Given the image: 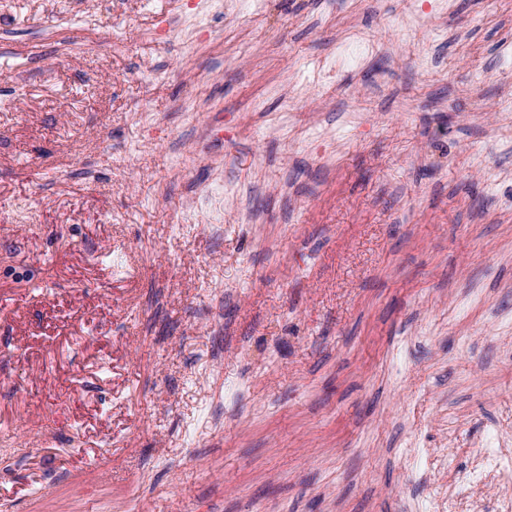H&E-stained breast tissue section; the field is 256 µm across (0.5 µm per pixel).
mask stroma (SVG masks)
I'll use <instances>...</instances> for the list:
<instances>
[{
    "label": "stroma",
    "instance_id": "stroma-1",
    "mask_svg": "<svg viewBox=\"0 0 512 512\" xmlns=\"http://www.w3.org/2000/svg\"><path fill=\"white\" fill-rule=\"evenodd\" d=\"M506 41L512 0H0V512H500ZM505 467L502 455L489 453L474 465V480L484 485L504 482L509 476V470Z\"/></svg>",
    "mask_w": 512,
    "mask_h": 512
}]
</instances>
